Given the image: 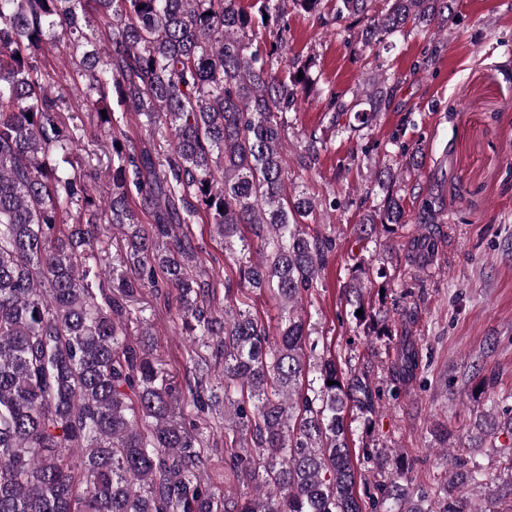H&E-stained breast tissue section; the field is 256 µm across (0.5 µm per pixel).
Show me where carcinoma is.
<instances>
[{"label":"carcinoma","instance_id":"1","mask_svg":"<svg viewBox=\"0 0 512 512\" xmlns=\"http://www.w3.org/2000/svg\"><path fill=\"white\" fill-rule=\"evenodd\" d=\"M324 0H0V512H362L354 495L351 428L368 433L380 390L364 372L332 357L306 355L304 295L315 288L335 238L307 231L320 203L288 181L283 149L298 92L314 83L279 72L288 51V5L326 23ZM336 0L351 18L346 44L387 46L426 32L448 0ZM272 34L266 51L250 34ZM67 36L71 80L93 93L88 106L106 133V163L75 154L78 125L64 115L49 71L56 30ZM391 75L345 100L328 91L336 134L351 138L390 110ZM131 104L145 134L127 130ZM368 108L362 109L360 105ZM354 113V121L341 122ZM324 142L311 132L300 164L317 161ZM373 172L386 190L359 225L405 223L394 185L419 166V150ZM120 235L125 271L108 281L102 214ZM213 225L232 259L224 300L267 289L288 308L276 334L246 309L213 304V278L193 265L191 225ZM443 211L423 201L424 232L408 260L432 261L428 225ZM246 225L252 237L240 231ZM240 249H235L233 239ZM361 267L348 284L356 324L388 335L387 318L365 302ZM141 288H171L193 341L224 358L213 378L195 361L187 395L176 396L148 345L151 325L131 302ZM139 336L129 333V323ZM419 354L404 347L393 373L408 382ZM224 428V496L205 466L207 439L194 418ZM474 445L512 437V407L474 424ZM473 457L448 454V470L416 486L403 472L375 485L384 512H493L464 489L483 485Z\"/></svg>","mask_w":512,"mask_h":512}]
</instances>
